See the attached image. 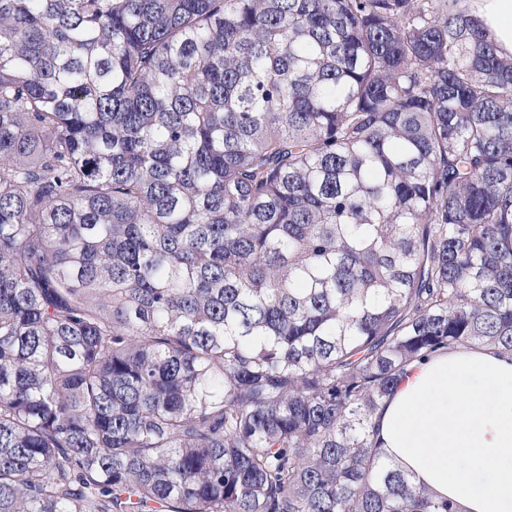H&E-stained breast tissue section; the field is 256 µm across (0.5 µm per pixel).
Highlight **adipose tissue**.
<instances>
[{
	"label": "adipose tissue",
	"instance_id": "ef3b65f1",
	"mask_svg": "<svg viewBox=\"0 0 512 512\" xmlns=\"http://www.w3.org/2000/svg\"><path fill=\"white\" fill-rule=\"evenodd\" d=\"M500 53L512 54V0H470ZM383 455L463 512H512V355L486 347L408 368L375 417Z\"/></svg>",
	"mask_w": 512,
	"mask_h": 512
}]
</instances>
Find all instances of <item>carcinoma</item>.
Masks as SVG:
<instances>
[{
    "label": "carcinoma",
    "instance_id": "cac0c4a2",
    "mask_svg": "<svg viewBox=\"0 0 512 512\" xmlns=\"http://www.w3.org/2000/svg\"><path fill=\"white\" fill-rule=\"evenodd\" d=\"M512 353V56L468 0H0V512H462L408 366Z\"/></svg>",
    "mask_w": 512,
    "mask_h": 512
}]
</instances>
